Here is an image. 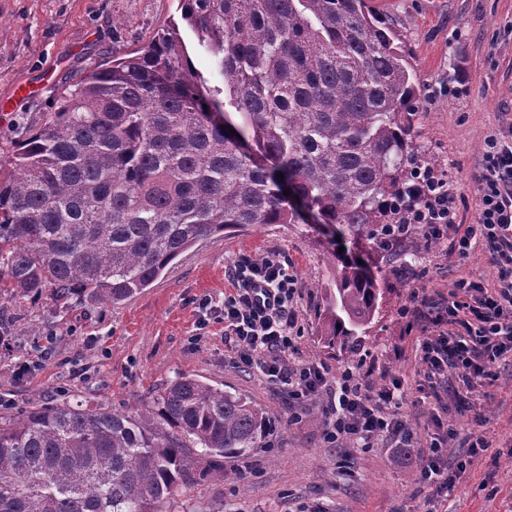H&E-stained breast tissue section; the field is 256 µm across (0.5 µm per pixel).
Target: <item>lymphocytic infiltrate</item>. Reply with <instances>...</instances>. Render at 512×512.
<instances>
[{
	"instance_id": "1",
	"label": "lymphocytic infiltrate",
	"mask_w": 512,
	"mask_h": 512,
	"mask_svg": "<svg viewBox=\"0 0 512 512\" xmlns=\"http://www.w3.org/2000/svg\"><path fill=\"white\" fill-rule=\"evenodd\" d=\"M474 180L478 220L464 229L457 222L455 185L448 172L419 171L416 184L399 202L409 213V224L419 225L426 236L450 241L462 257L480 243L498 268L494 284L462 277L452 282L446 300H424L410 310L435 330L419 342L421 375L443 410L449 381L473 389L491 378L492 364L512 352V127L487 137ZM230 275L235 288L218 312L224 317V336L242 364L285 391L291 405L323 396L328 442H347L356 449L368 448L374 440L390 448L412 446L414 432L397 411L401 380L392 377L372 387L350 369L332 380L317 364L289 363L297 326L293 302L299 291L280 259L246 260ZM455 435L449 427L431 438L423 452L421 479L448 488L447 446Z\"/></svg>"
}]
</instances>
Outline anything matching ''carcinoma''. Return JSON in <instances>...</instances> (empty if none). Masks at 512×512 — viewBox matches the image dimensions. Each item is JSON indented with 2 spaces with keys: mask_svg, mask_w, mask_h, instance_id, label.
I'll list each match as a JSON object with an SVG mask.
<instances>
[{
  "mask_svg": "<svg viewBox=\"0 0 512 512\" xmlns=\"http://www.w3.org/2000/svg\"><path fill=\"white\" fill-rule=\"evenodd\" d=\"M179 2L224 87L176 24L86 70L0 179V291L118 304L204 239L296 224L301 206L392 251L385 233L404 217L391 201L419 166L420 89L388 17L373 0ZM328 255L319 319L343 349L382 292L372 263ZM271 427L188 376L126 412L34 405L0 421V512H161L204 462L261 447Z\"/></svg>",
  "mask_w": 512,
  "mask_h": 512,
  "instance_id": "cac0c4a2",
  "label": "carcinoma"
}]
</instances>
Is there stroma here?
I'll list each match as a JSON object with an SVG mask.
<instances>
[{"label": "stroma", "mask_w": 512, "mask_h": 512, "mask_svg": "<svg viewBox=\"0 0 512 512\" xmlns=\"http://www.w3.org/2000/svg\"><path fill=\"white\" fill-rule=\"evenodd\" d=\"M414 55L423 85L414 137L421 161L451 171L460 224L476 221L473 178L484 142L512 123V0H377ZM179 0H0V163L38 127L63 88L82 69L146 44L180 21ZM421 229L382 262L379 311L351 349L326 346L318 319L328 276L330 239L311 224H267L210 237L175 259L151 286L112 304L53 289L35 297H0V323L13 329L11 351H0V416L35 404L90 401L125 411L150 403L178 376L190 375L242 395L273 422L263 447L213 460L191 490L165 512H512V358L496 362L493 383L465 401L449 398L457 436L448 461L466 471L449 491L420 480L422 451L385 445L360 451L323 438L321 400L292 407L286 393L255 369L237 363L224 340V321L198 303L222 305L234 288L232 267L245 259L280 256L298 279L293 357L373 379H401L400 413L420 441L434 431L436 405L418 387L417 331L404 316L412 294L438 300L458 277L494 283L490 254L466 257L446 243L423 248ZM205 331H198L200 319ZM489 441L470 455V438Z\"/></svg>", "instance_id": "35a3bbf8"}]
</instances>
